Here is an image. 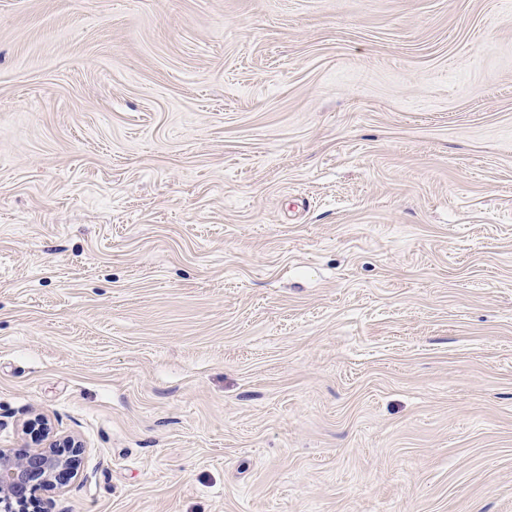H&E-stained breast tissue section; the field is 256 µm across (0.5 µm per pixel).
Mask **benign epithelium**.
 <instances>
[{"label": "benign epithelium", "mask_w": 512, "mask_h": 512, "mask_svg": "<svg viewBox=\"0 0 512 512\" xmlns=\"http://www.w3.org/2000/svg\"><path fill=\"white\" fill-rule=\"evenodd\" d=\"M21 432L24 448H0V512H50L37 492L61 489L79 478L82 443L56 434L40 416L24 421Z\"/></svg>", "instance_id": "1"}]
</instances>
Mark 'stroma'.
Wrapping results in <instances>:
<instances>
[{
  "mask_svg": "<svg viewBox=\"0 0 512 512\" xmlns=\"http://www.w3.org/2000/svg\"><path fill=\"white\" fill-rule=\"evenodd\" d=\"M51 512H512V0H0V448ZM22 449L0 448V511L50 512L39 490H55L78 479L81 441L57 435L40 416L21 425Z\"/></svg>",
  "mask_w": 512,
  "mask_h": 512,
  "instance_id": "obj_1",
  "label": "stroma"
}]
</instances>
